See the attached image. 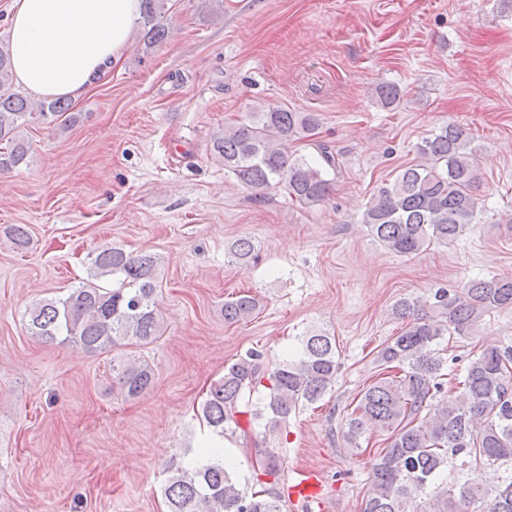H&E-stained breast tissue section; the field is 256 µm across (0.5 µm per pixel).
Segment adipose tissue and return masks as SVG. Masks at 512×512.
Instances as JSON below:
<instances>
[{
    "mask_svg": "<svg viewBox=\"0 0 512 512\" xmlns=\"http://www.w3.org/2000/svg\"><path fill=\"white\" fill-rule=\"evenodd\" d=\"M142 0H12L14 77L43 98H81L120 61Z\"/></svg>",
    "mask_w": 512,
    "mask_h": 512,
    "instance_id": "ef3b65f1",
    "label": "adipose tissue"
}]
</instances>
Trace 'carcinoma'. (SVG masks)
I'll list each match as a JSON object with an SVG mask.
<instances>
[{
    "mask_svg": "<svg viewBox=\"0 0 512 512\" xmlns=\"http://www.w3.org/2000/svg\"><path fill=\"white\" fill-rule=\"evenodd\" d=\"M142 3V52L148 54L168 36L166 0ZM12 84L9 46L0 43V172L28 163L25 126L38 121L66 129L80 118L68 101L34 102ZM375 94L389 108L399 100L400 89L382 84ZM318 126L316 112L269 103L217 131L212 151L245 188L283 185L296 202L315 205L331 191L327 174L340 167L337 154L320 143L319 161L311 163L288 157L285 146L313 136ZM417 152L421 162L378 186L362 213L361 223L399 256L457 242L478 212L477 168L463 128L451 123L438 128L418 144ZM7 235L18 248L30 241L24 224L12 225ZM254 251L253 241L241 238L233 257L245 265ZM158 274L155 255L102 247L92 259L90 279L29 312L28 332L45 343L58 340L89 354L149 345L161 332ZM258 307L257 298L240 294L224 302V321H245ZM507 307H512L511 275L473 280L453 296L439 288L426 299L403 298L394 304L392 313L403 327L381 345L377 361L396 373L363 388L341 427L344 444L357 454L365 452L362 443L373 436L384 444L376 449L361 512H512V345H488L475 353L455 397L447 394L438 349L447 338L473 335L486 315ZM338 369L336 339L321 331L299 337L297 353L274 368L262 351L250 349L211 385L201 419L219 437L229 432L251 438L260 463L255 476L277 478L282 461L267 445V435L299 405L322 400ZM112 377L129 398L154 383L150 365L137 359L113 360ZM450 468L458 474L451 483L443 479ZM484 469L502 475L486 484L477 476ZM163 496L168 512H282L285 498L275 491H245L224 456L215 453L190 468H176Z\"/></svg>",
    "mask_w": 512,
    "mask_h": 512,
    "instance_id": "carcinoma-1",
    "label": "carcinoma"
}]
</instances>
